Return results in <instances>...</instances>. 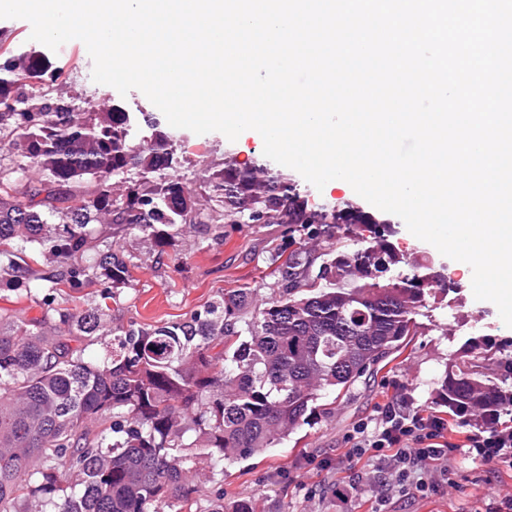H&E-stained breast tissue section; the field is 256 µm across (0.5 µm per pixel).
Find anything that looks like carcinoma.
Here are the masks:
<instances>
[{"instance_id":"obj_1","label":"carcinoma","mask_w":512,"mask_h":512,"mask_svg":"<svg viewBox=\"0 0 512 512\" xmlns=\"http://www.w3.org/2000/svg\"><path fill=\"white\" fill-rule=\"evenodd\" d=\"M61 77L37 55L0 60V143L45 172L0 176V285L26 292L130 282L132 258L93 237L138 228L158 255L183 257L189 230L216 243L246 224L265 234L270 294L234 288L183 321L116 326L112 351L87 361L100 304L58 308L37 330L0 322V512H192L199 465L280 444L417 335L436 294L459 283L406 253L391 225L349 200L312 204L287 175L224 158L203 184V214L181 178L176 132L118 104L77 112L53 95ZM118 178L121 185L113 186ZM52 265L34 267L37 256ZM435 407L489 426L512 416V356L471 336L434 382Z\"/></svg>"}]
</instances>
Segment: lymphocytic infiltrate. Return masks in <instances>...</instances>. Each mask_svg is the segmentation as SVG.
<instances>
[{"instance_id": "lymphocytic-infiltrate-1", "label": "lymphocytic infiltrate", "mask_w": 512, "mask_h": 512, "mask_svg": "<svg viewBox=\"0 0 512 512\" xmlns=\"http://www.w3.org/2000/svg\"><path fill=\"white\" fill-rule=\"evenodd\" d=\"M404 391L378 407V428L372 438L356 439L347 449L349 466L364 465L380 472L378 500L392 490L421 495L439 491L448 481L458 449L448 438V423L440 415L409 412ZM469 456L493 467L495 473H512V425L480 427L466 437Z\"/></svg>"}]
</instances>
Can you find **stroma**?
I'll return each mask as SVG.
<instances>
[{"label": "stroma", "instance_id": "35a3bbf8", "mask_svg": "<svg viewBox=\"0 0 512 512\" xmlns=\"http://www.w3.org/2000/svg\"><path fill=\"white\" fill-rule=\"evenodd\" d=\"M63 71L55 87L56 93L76 110L87 112L106 108L116 100H124L133 112L157 114L158 109L139 90L120 96L113 87L95 83L92 79L93 62L85 44L72 40L63 44L51 56ZM180 162L175 172L191 189H198L205 168L221 167L225 157L239 162L263 160V142L244 133L236 141H229L219 132L198 135L182 130L177 142ZM397 235L396 241L407 252L426 253L436 265L444 267L448 276L461 285L454 303L458 316L449 310H434L425 318L417 336L398 357L388 358L373 374L363 377L350 392L340 395L329 414L302 426L281 445L264 453L241 460L224 468L223 479L202 474L201 506L223 498L225 503L240 499L254 500L256 512H474L478 501L503 486L512 485V476L495 473L485 463L474 460L464 451L454 455L448 475V486L443 492L425 497L393 498L379 503L372 492L376 474L365 469L363 478L347 503H339L329 496H321L326 476L311 471L292 483L276 481L278 471L292 469L294 463L307 455H330L335 468L332 479L348 480V464L343 454L348 448V434L355 425H366L375 430L374 406L385 403L392 391V381L398 380L408 388L411 407L434 412V381L446 364L460 357V347L470 333L472 324H480L493 342L512 339V328L502 322L496 305L475 299L470 287L472 276L460 269L456 260L441 255L431 244L419 240L407 229L398 216H391ZM262 236L243 225L226 234L222 243L212 242L198 234L186 233L180 242L183 269L176 272L157 265L155 241L139 229L128 230L119 247L131 255L136 267L133 280L127 288L117 292L109 301L105 328L132 323L156 325L172 320H185L214 300L222 290L243 285L269 288L266 255L262 251ZM100 288H87L66 297L64 292L49 288L34 293L0 288V315L17 323L38 324L51 321L54 308L62 301L84 306L99 301Z\"/></svg>", "mask_w": 512, "mask_h": 512}]
</instances>
